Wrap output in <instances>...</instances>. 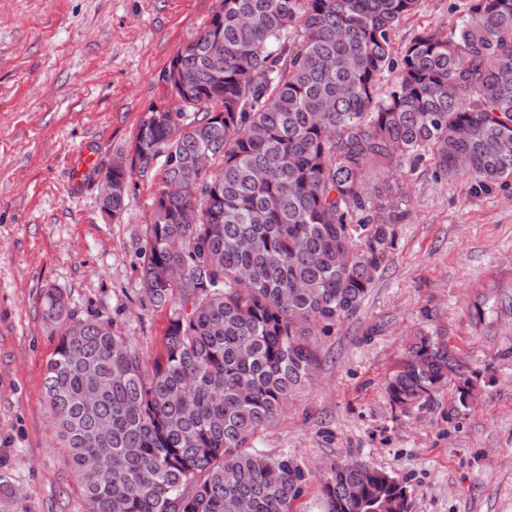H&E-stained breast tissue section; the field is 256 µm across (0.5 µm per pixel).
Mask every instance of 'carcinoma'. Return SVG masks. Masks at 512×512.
I'll return each instance as SVG.
<instances>
[{
    "label": "carcinoma",
    "instance_id": "1",
    "mask_svg": "<svg viewBox=\"0 0 512 512\" xmlns=\"http://www.w3.org/2000/svg\"><path fill=\"white\" fill-rule=\"evenodd\" d=\"M420 0H218L173 55L186 111L149 110L102 209L159 178L142 305L168 313L144 360L112 321L46 292L58 329L44 389L95 512H303L312 472L256 447L311 379L316 343L360 309L409 211L368 167L427 163L472 193L512 180V0H465L454 31L423 27L393 57ZM388 81L385 93L380 84ZM453 419L479 394L442 329H417L385 380L410 414L444 387ZM321 512H408L404 480L333 468Z\"/></svg>",
    "mask_w": 512,
    "mask_h": 512
}]
</instances>
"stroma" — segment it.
Returning a JSON list of instances; mask_svg holds the SVG:
<instances>
[{
	"mask_svg": "<svg viewBox=\"0 0 512 512\" xmlns=\"http://www.w3.org/2000/svg\"><path fill=\"white\" fill-rule=\"evenodd\" d=\"M463 0H421L393 36L456 26ZM217 0H0V512H94L45 401L58 331L44 293L110 318L148 361L167 314L136 288L152 179L134 177L117 218L87 174L126 150L160 75ZM405 180L397 225L356 316L319 342L313 382L258 445L326 475L360 459L406 479L409 512H512V185L472 195L466 176L371 166L370 185ZM447 332L482 390L449 419L451 388L413 414L392 409L384 379L421 320Z\"/></svg>",
	"mask_w": 512,
	"mask_h": 512,
	"instance_id": "obj_1",
	"label": "stroma"
}]
</instances>
